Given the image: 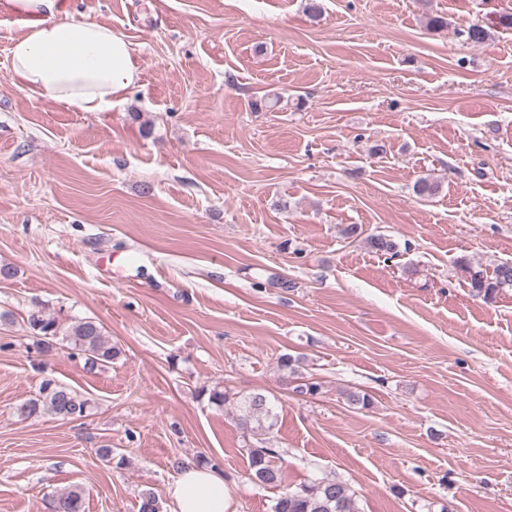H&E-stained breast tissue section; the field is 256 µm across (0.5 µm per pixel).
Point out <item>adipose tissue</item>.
<instances>
[{
	"label": "adipose tissue",
	"instance_id": "1",
	"mask_svg": "<svg viewBox=\"0 0 512 512\" xmlns=\"http://www.w3.org/2000/svg\"><path fill=\"white\" fill-rule=\"evenodd\" d=\"M26 19L10 49L15 77L32 94L85 112H107L139 78L129 42L111 26L71 15L65 0H0ZM222 470L186 462L167 489L175 512H225Z\"/></svg>",
	"mask_w": 512,
	"mask_h": 512
}]
</instances>
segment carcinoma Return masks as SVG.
I'll list each match as a JSON object with an SVG mask.
<instances>
[{
  "label": "carcinoma",
  "instance_id": "carcinoma-1",
  "mask_svg": "<svg viewBox=\"0 0 512 512\" xmlns=\"http://www.w3.org/2000/svg\"><path fill=\"white\" fill-rule=\"evenodd\" d=\"M441 190L438 181L428 176L418 178L413 184L416 196L429 199ZM368 247L377 254L394 258L399 255V246L385 235H369ZM470 288L477 297L486 301L505 289L512 288V263L498 264L488 275L481 269L466 267ZM35 338V346L41 351L51 348L50 340L60 336L84 355L86 363L95 367L112 363L119 351L104 336L102 328L94 321L78 319L62 327L55 318L33 315L29 319ZM209 401L218 406L232 403L236 410V422L245 436L268 433L274 426V414L269 398L262 393H250L229 397L221 391L209 393ZM89 408V400L51 379L41 382L36 395L20 405V412L27 416L52 415L63 420L82 418ZM252 479L259 486H276L281 483V472L277 460L280 450L271 442H262L247 448ZM86 490L74 484L62 490L53 500V512H85ZM272 512H359L354 493L343 481L323 478L299 488L286 491L274 501Z\"/></svg>",
  "mask_w": 512,
  "mask_h": 512
}]
</instances>
